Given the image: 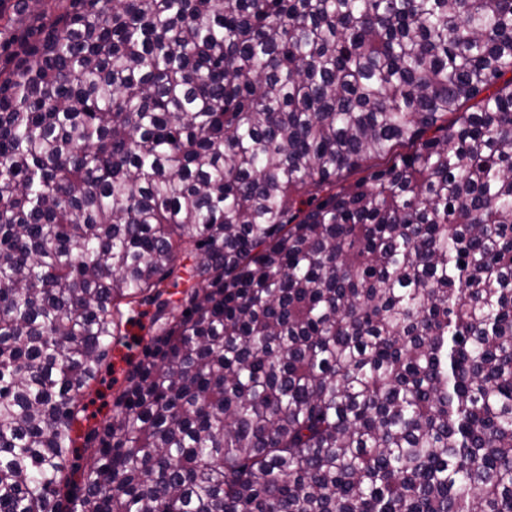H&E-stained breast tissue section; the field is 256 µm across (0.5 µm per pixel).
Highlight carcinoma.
I'll return each mask as SVG.
<instances>
[{"mask_svg": "<svg viewBox=\"0 0 512 512\" xmlns=\"http://www.w3.org/2000/svg\"><path fill=\"white\" fill-rule=\"evenodd\" d=\"M0 52V512H512V0H0ZM135 323L125 327V335L119 336L112 342V352L108 361L102 366L96 381L90 384L89 389L80 400V406H84V412L80 413L83 419L74 425L72 436L75 439L74 453L71 464L83 470L89 463V452L84 448V436L94 426L112 416V396L120 389L124 371L128 368V361L137 360L141 354L145 342L141 337L145 331L141 324L148 323V317L136 316ZM133 336L139 340L135 342Z\"/></svg>", "mask_w": 512, "mask_h": 512, "instance_id": "cac0c4a2", "label": "carcinoma"}]
</instances>
